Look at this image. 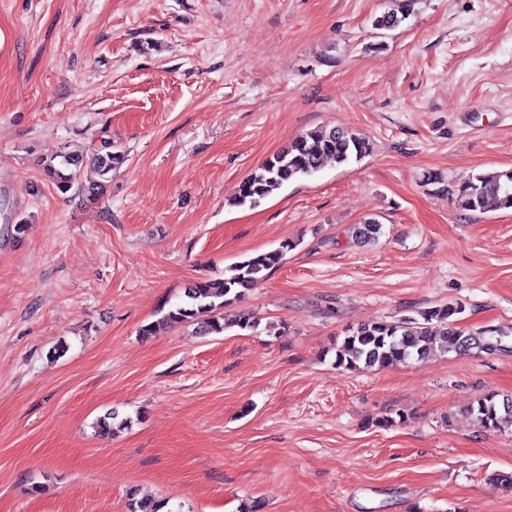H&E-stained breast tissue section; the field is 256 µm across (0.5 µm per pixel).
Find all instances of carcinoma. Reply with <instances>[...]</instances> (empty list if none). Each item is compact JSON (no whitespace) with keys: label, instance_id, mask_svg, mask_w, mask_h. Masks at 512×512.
<instances>
[{"label":"carcinoma","instance_id":"cac0c4a2","mask_svg":"<svg viewBox=\"0 0 512 512\" xmlns=\"http://www.w3.org/2000/svg\"><path fill=\"white\" fill-rule=\"evenodd\" d=\"M395 9L384 12L372 21L378 30L393 29L413 12L416 0H397ZM372 151L370 140L363 134L345 127L322 126L294 139L287 148L264 161L240 185L236 206H256L291 181L314 175L324 161L332 159L338 165L358 161ZM128 161L126 153L110 141L86 155L63 148L43 161V172L58 192L73 193L87 200L99 198L107 188L112 173ZM428 181L442 185L456 206L467 212L489 209H512V168L484 172L455 186L442 184V178L433 174ZM294 244L253 255L232 269L222 279L202 278L189 285L184 300L163 313L157 321L141 327L144 337L155 336L162 329L195 322L204 335L222 334L237 327L256 328L249 318L229 320L224 309L242 299L274 269ZM462 306L447 304L423 311L420 318L381 320L361 324L346 332L336 346V366L345 369H372L392 365L408 359L423 360L435 352H472L491 355L512 349L507 333L494 326H485L468 332L457 327L456 316ZM472 413L480 427L499 428L502 419H512V399L497 401L489 393L479 399ZM128 512H172L164 499L139 496L136 489L128 493Z\"/></svg>","mask_w":512,"mask_h":512}]
</instances>
